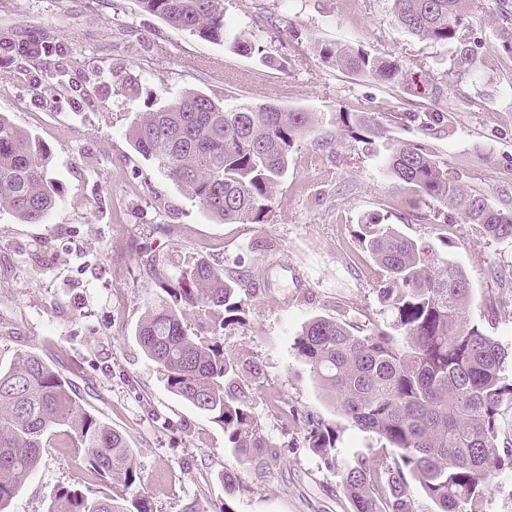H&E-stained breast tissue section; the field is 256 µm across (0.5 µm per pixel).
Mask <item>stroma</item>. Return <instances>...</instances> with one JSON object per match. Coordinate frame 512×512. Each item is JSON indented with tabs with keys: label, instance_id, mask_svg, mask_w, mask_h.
Masks as SVG:
<instances>
[{
	"label": "stroma",
	"instance_id": "stroma-1",
	"mask_svg": "<svg viewBox=\"0 0 512 512\" xmlns=\"http://www.w3.org/2000/svg\"><path fill=\"white\" fill-rule=\"evenodd\" d=\"M495 0H475L481 41L471 70L451 44L421 41L395 20L390 0H224V24L289 58L282 70L170 29L137 0H0V38L51 40L60 54L0 58V114L49 152L60 198L44 223L0 209V366L19 352L41 356L134 448L142 488L157 512H352L340 478L380 448L377 436L342 424L336 465L304 444L306 419H336L328 394L297 361L293 343L312 318L347 310L382 322L375 262L358 226L379 215L405 236L446 253L472 286L471 323L512 351V246L475 224L440 223L436 207L383 171L379 156L341 130L340 112H448L455 133L434 138L392 123L397 137L427 142L460 186L512 203V55L497 37ZM325 42L362 45L400 61L410 78L380 84L322 63ZM445 82L444 95L426 88ZM64 91H57V84ZM198 89L226 105L276 103L316 113L297 142L271 212L260 224H225L131 146L139 113ZM176 277L197 259L258 273L261 290L224 331L226 352L258 362L241 374L265 439L268 471L240 464L224 432L171 393L142 352L136 329L159 290L140 247ZM502 310L490 318L486 305ZM300 418L288 421L286 408ZM234 472V489L224 484ZM74 448H48L8 512H45L59 487L84 483Z\"/></svg>",
	"mask_w": 512,
	"mask_h": 512
}]
</instances>
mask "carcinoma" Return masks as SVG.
Returning a JSON list of instances; mask_svg holds the SVG:
<instances>
[{"label":"carcinoma","mask_w":512,"mask_h":512,"mask_svg":"<svg viewBox=\"0 0 512 512\" xmlns=\"http://www.w3.org/2000/svg\"><path fill=\"white\" fill-rule=\"evenodd\" d=\"M396 21L410 35L456 46V66L475 63L472 0H391ZM168 26L237 55L284 69L267 46L224 27V0H139ZM498 37L512 54V0H496ZM11 59L58 53L50 41L15 49ZM323 62L379 83H393L404 66L362 47L324 43ZM430 134L447 138L446 112L404 113ZM346 131L371 150L383 149L384 171L443 208L460 210L493 240L512 243V207L464 192L448 168L419 140L390 135L371 112L339 113ZM313 113L274 103L240 104L190 90L175 102L141 112L131 129L135 150L225 224L259 223L270 212L297 138ZM49 157L30 134L0 115V208L20 224H41L59 195L49 177ZM359 240L381 271L377 294L385 320L365 330L334 317H315L295 339V357L329 393L342 418L371 432L389 450L357 459L342 475L353 512H414L410 481L438 512H484V492L512 468V376L498 341L468 320L471 287L464 270L440 250L403 235L380 216L362 224ZM146 273L161 290L136 330L146 357L162 371L170 392L224 430L242 464L252 461L262 438L250 392L238 382L240 362L224 351V330L258 285L253 274L224 277L205 259L173 279L150 259ZM197 317L198 332L188 326ZM338 426L308 419L306 447L333 465ZM63 435L83 452L89 486L60 487L46 512H153L140 491L134 450L80 402L70 382L32 352L0 369V512L38 469L43 450Z\"/></svg>","instance_id":"carcinoma-1"}]
</instances>
